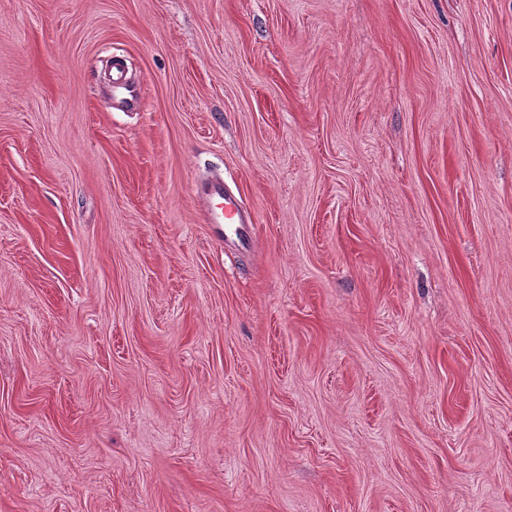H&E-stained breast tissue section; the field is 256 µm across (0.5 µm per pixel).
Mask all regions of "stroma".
<instances>
[{"mask_svg":"<svg viewBox=\"0 0 512 512\" xmlns=\"http://www.w3.org/2000/svg\"><path fill=\"white\" fill-rule=\"evenodd\" d=\"M0 512H512V0H0ZM211 208L204 209L207 224H224V243L237 249L250 246L254 231V220L246 215V209L238 193L224 189L221 180L210 181L208 193Z\"/></svg>","mask_w":512,"mask_h":512,"instance_id":"35a3bbf8","label":"stroma"}]
</instances>
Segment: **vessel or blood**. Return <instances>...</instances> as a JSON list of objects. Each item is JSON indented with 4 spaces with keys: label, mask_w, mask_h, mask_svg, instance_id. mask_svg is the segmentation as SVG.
<instances>
[{
    "label": "vessel or blood",
    "mask_w": 512,
    "mask_h": 512,
    "mask_svg": "<svg viewBox=\"0 0 512 512\" xmlns=\"http://www.w3.org/2000/svg\"><path fill=\"white\" fill-rule=\"evenodd\" d=\"M208 196L211 208L205 209L207 223L224 227L225 244L244 249L250 246L254 231V220L248 215L239 194L225 189L223 181H210Z\"/></svg>",
    "instance_id": "vessel-or-blood-1"
}]
</instances>
